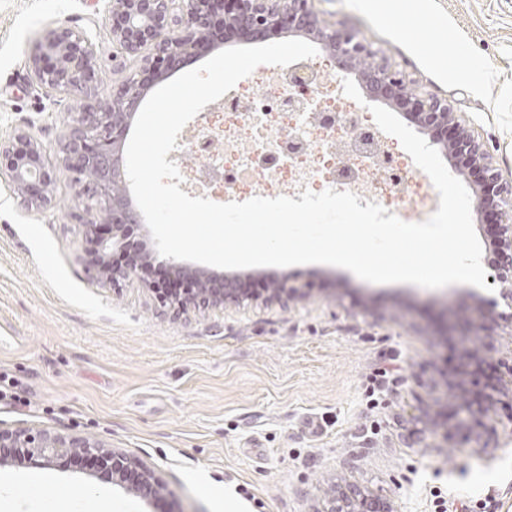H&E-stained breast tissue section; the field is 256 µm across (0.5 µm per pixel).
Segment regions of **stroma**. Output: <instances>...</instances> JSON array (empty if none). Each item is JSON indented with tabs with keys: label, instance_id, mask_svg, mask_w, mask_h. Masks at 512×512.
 Segmentation results:
<instances>
[{
	"label": "stroma",
	"instance_id": "stroma-1",
	"mask_svg": "<svg viewBox=\"0 0 512 512\" xmlns=\"http://www.w3.org/2000/svg\"><path fill=\"white\" fill-rule=\"evenodd\" d=\"M109 0H0V136L22 129L54 173L37 208L0 183V374L25 400L0 425L92 435L156 467L149 503L90 460L0 466V512H321L350 484L394 512H512V436L458 424L471 389L512 363V324L476 330L469 287L371 284L324 264L240 270L278 299L173 316L137 280L102 286L84 263L83 203L58 144L85 98L51 94L28 58L54 31L90 37L111 100L142 64L112 40ZM423 97L491 145L512 182V0H313ZM321 105L345 103L326 50L304 60ZM463 376V375H462Z\"/></svg>",
	"mask_w": 512,
	"mask_h": 512
}]
</instances>
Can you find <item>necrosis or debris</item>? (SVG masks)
<instances>
[{
    "label": "necrosis or debris",
    "instance_id": "obj_1",
    "mask_svg": "<svg viewBox=\"0 0 512 512\" xmlns=\"http://www.w3.org/2000/svg\"><path fill=\"white\" fill-rule=\"evenodd\" d=\"M268 81L275 87L273 93L250 98L228 93L217 105L218 111L235 116L234 125L225 126L222 134L224 151L233 156V164L216 157L207 135L189 137L188 149L205 160L191 172L195 186L219 183L230 190L258 179L273 184L288 169L292 172L288 192L300 194L322 179L313 159L325 154L336 161L333 178L327 182L334 191H351L365 200L391 198L437 207L436 195L417 194L411 172L394 162L378 128L359 122L355 106L305 112L303 96L315 94V87L298 92L296 84L280 73Z\"/></svg>",
    "mask_w": 512,
    "mask_h": 512
}]
</instances>
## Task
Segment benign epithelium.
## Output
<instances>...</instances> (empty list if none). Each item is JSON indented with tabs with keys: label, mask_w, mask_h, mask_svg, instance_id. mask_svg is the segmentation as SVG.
<instances>
[{
	"label": "benign epithelium",
	"mask_w": 512,
	"mask_h": 512,
	"mask_svg": "<svg viewBox=\"0 0 512 512\" xmlns=\"http://www.w3.org/2000/svg\"><path fill=\"white\" fill-rule=\"evenodd\" d=\"M310 0H113L111 34L121 48L137 54L146 47L152 55L141 70L129 77L113 97L112 108L90 101L80 105L64 135L62 163L74 174L79 195L91 201L82 217L91 249L85 253L88 271L103 285L131 277L144 279L154 266L157 250L134 236L144 225L141 212L128 198L123 145L129 123L140 105L143 91L176 70L186 58L198 53L216 37L238 36L247 41H266L284 33L315 32L342 70L361 78L369 98L393 104L441 144L459 169L481 174L476 207L494 216L496 229L488 281L498 298L479 312L489 319L512 322V189L505 190L490 163V151L472 130L450 111L448 103L423 98L410 89L404 74L377 58L376 52L351 30L336 29L319 21ZM177 23L178 29L170 27ZM33 79L60 94L90 95L99 81L92 42L68 28L53 31L47 42L30 56ZM46 149L28 133L17 130L0 139V182L32 204L44 206L54 182L44 162ZM167 279L182 285L163 295L169 310L182 314L190 308L218 309L253 298L236 277L192 268L170 259ZM509 312H499V303ZM498 399L490 393L462 407L465 421L479 427ZM89 458L111 473L112 482L149 500L164 488L155 467L131 454L108 449L99 439L62 434L47 428L0 426V465H25ZM322 512H393L391 505L368 499L360 490L346 486L333 494Z\"/></svg>",
	"instance_id": "7a95c632"
}]
</instances>
